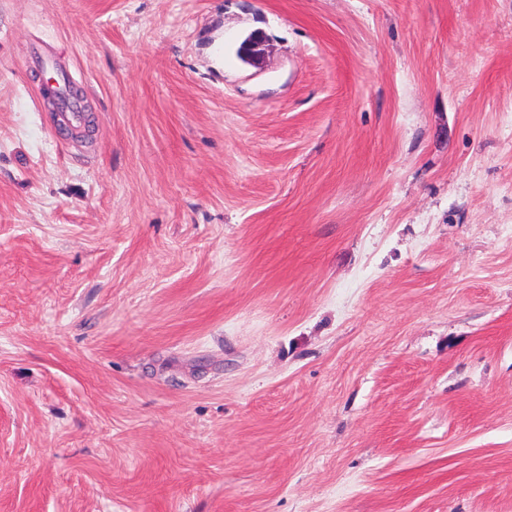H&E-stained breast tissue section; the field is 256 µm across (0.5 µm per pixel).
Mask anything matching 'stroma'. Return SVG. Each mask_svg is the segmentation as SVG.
<instances>
[{"mask_svg": "<svg viewBox=\"0 0 512 512\" xmlns=\"http://www.w3.org/2000/svg\"><path fill=\"white\" fill-rule=\"evenodd\" d=\"M0 512H512V0H0Z\"/></svg>", "mask_w": 512, "mask_h": 512, "instance_id": "obj_1", "label": "stroma"}]
</instances>
